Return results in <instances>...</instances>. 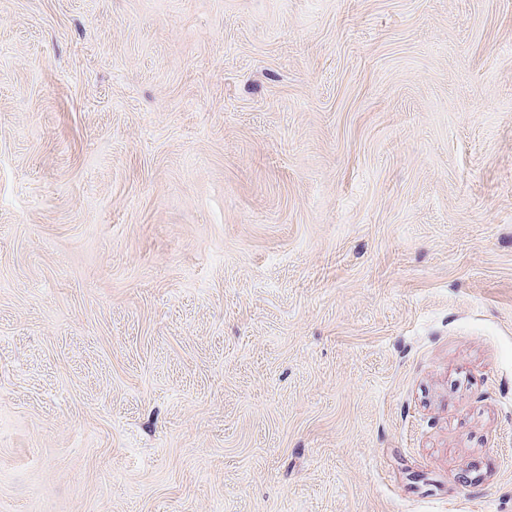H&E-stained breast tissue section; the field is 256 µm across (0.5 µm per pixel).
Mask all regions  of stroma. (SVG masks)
<instances>
[{"instance_id": "obj_1", "label": "stroma", "mask_w": 512, "mask_h": 512, "mask_svg": "<svg viewBox=\"0 0 512 512\" xmlns=\"http://www.w3.org/2000/svg\"><path fill=\"white\" fill-rule=\"evenodd\" d=\"M0 512H512V0H0Z\"/></svg>"}]
</instances>
